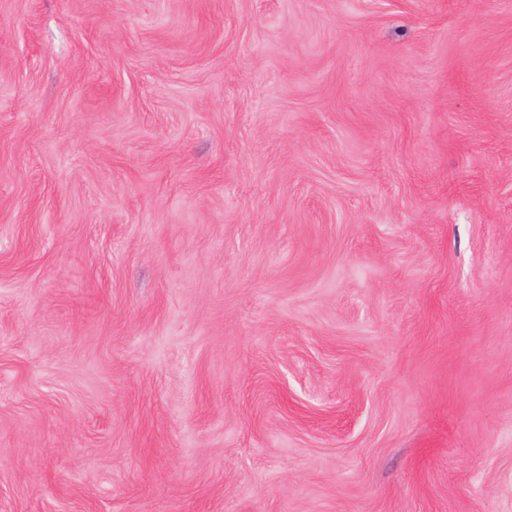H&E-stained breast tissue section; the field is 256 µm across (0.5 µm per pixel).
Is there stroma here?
Here are the masks:
<instances>
[{"mask_svg": "<svg viewBox=\"0 0 512 512\" xmlns=\"http://www.w3.org/2000/svg\"><path fill=\"white\" fill-rule=\"evenodd\" d=\"M0 512H512V0H0Z\"/></svg>", "mask_w": 512, "mask_h": 512, "instance_id": "35a3bbf8", "label": "stroma"}]
</instances>
